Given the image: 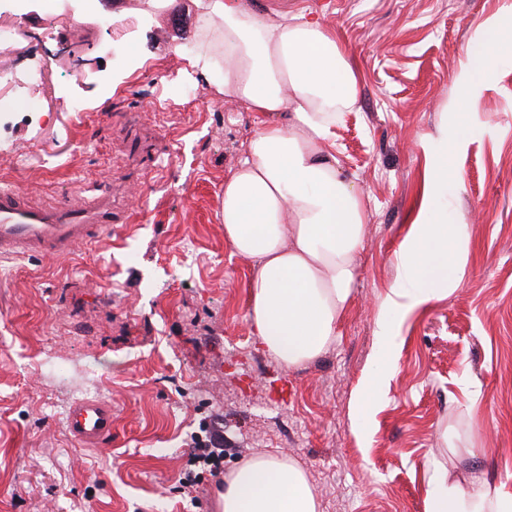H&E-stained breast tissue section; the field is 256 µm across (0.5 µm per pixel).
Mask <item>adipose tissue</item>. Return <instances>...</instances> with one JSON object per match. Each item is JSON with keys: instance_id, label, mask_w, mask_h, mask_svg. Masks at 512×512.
<instances>
[{"instance_id": "ef3b65f1", "label": "adipose tissue", "mask_w": 512, "mask_h": 512, "mask_svg": "<svg viewBox=\"0 0 512 512\" xmlns=\"http://www.w3.org/2000/svg\"><path fill=\"white\" fill-rule=\"evenodd\" d=\"M224 22V100L261 116L224 178V238L254 263L247 316L260 344L290 369L317 360L335 341L350 304L365 226L363 197L333 151L338 113L357 102V76L341 32L320 15L249 9L206 0L202 21ZM503 41L499 27L475 37L462 82L475 88ZM437 198L423 191L414 233L400 245L402 276L384 301L420 305L450 275L444 256L456 225L432 222ZM428 512H512V493L473 475L469 488L446 470L427 479ZM221 512H318L305 470L284 456L251 457L224 479Z\"/></svg>"}]
</instances>
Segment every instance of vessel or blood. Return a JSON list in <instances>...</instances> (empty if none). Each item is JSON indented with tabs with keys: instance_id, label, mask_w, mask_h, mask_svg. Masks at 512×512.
Segmentation results:
<instances>
[{
	"instance_id": "b4317fda",
	"label": "vessel or blood",
	"mask_w": 512,
	"mask_h": 512,
	"mask_svg": "<svg viewBox=\"0 0 512 512\" xmlns=\"http://www.w3.org/2000/svg\"><path fill=\"white\" fill-rule=\"evenodd\" d=\"M116 217L111 196L78 195L49 206L31 202L12 188H0V257L65 255L111 232ZM70 436L85 448L112 440V406L100 399L74 402L66 415Z\"/></svg>"
}]
</instances>
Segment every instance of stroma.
Wrapping results in <instances>:
<instances>
[{"instance_id": "1", "label": "stroma", "mask_w": 512, "mask_h": 512, "mask_svg": "<svg viewBox=\"0 0 512 512\" xmlns=\"http://www.w3.org/2000/svg\"><path fill=\"white\" fill-rule=\"evenodd\" d=\"M246 3L325 14L358 69L334 142L369 221L338 336L289 370L251 333L252 264L224 239L221 199L257 125L224 103L221 24L202 26L197 0H112L111 28L99 0H33L0 24V186L46 203L108 191L128 220L58 259H0V512H219L222 477L195 503L179 489L190 436L215 417L225 471L286 456L320 512H426L433 463L512 492V45L476 102L458 82L476 29L512 0ZM429 173L444 221L465 227L448 252L463 271L395 316L382 350L380 303ZM88 396L112 405L110 445L64 426Z\"/></svg>"}]
</instances>
